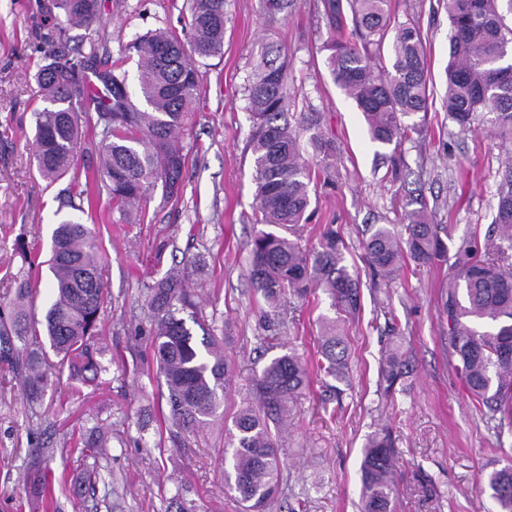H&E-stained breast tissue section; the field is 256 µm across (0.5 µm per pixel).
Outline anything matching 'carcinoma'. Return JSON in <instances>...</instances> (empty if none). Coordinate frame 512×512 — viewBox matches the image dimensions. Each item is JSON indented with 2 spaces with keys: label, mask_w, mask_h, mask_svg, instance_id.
<instances>
[{
  "label": "carcinoma",
  "mask_w": 512,
  "mask_h": 512,
  "mask_svg": "<svg viewBox=\"0 0 512 512\" xmlns=\"http://www.w3.org/2000/svg\"><path fill=\"white\" fill-rule=\"evenodd\" d=\"M448 2V117L466 131L476 113L490 122L509 154L496 191L493 232L496 257L472 241L455 253L443 311L448 318L455 371L486 422L498 437L512 436V273L501 262L512 259V27L505 23L501 0ZM295 0H264V10L285 14ZM360 47L330 34L323 44L333 81L356 103L370 139L400 144L420 132L417 114L428 109L429 75L420 27L413 21L395 28L389 62L383 47L390 29L388 0H347ZM87 30L99 22V0H55L43 5L52 22L44 37L46 63L36 79L48 106L37 113L33 159L40 176L54 182L74 166L82 140V116L96 112L101 128L97 152L99 181L112 203L123 209L161 186L167 199L182 196L186 155L178 134L198 98L200 79L193 57L207 58L224 47V0H192L188 39L157 30L135 39L139 88L148 109L131 99L126 78L113 71L100 77L107 95L89 89L87 73L97 71L96 55L75 60L65 51L67 29L58 26L52 9ZM330 29L344 25L341 0H325ZM254 130L255 200L262 225L291 233L311 204V185L329 173L335 142L326 137L317 112L290 111L285 63L266 53L256 64L248 87ZM398 234L378 227L365 243L370 265L386 278L404 256L418 263L443 261L448 247L423 210L405 214ZM344 241L327 227L318 246L307 249L286 235L256 231L251 243L249 277L257 291L277 306L290 293L303 297L313 288L329 294L337 317L322 325L317 368L326 376L346 377L348 350L338 332L341 318L360 310L358 278L344 264ZM49 268L53 301L45 314L46 340L24 308L34 283L31 275L17 281L15 298H0V363L25 374L29 400L40 397L48 372L67 365L70 379L100 382L108 371L93 338L106 301L96 233L80 220H63L52 233ZM151 347L164 379L162 393L168 421L177 438L198 428L223 406L231 365L222 355L223 340L203 327L198 305L182 274H167L150 287ZM202 328L196 338L187 321ZM58 358L53 362L49 355ZM408 373L403 354L388 353L380 372V388L390 395ZM308 380L307 363L294 353L273 358L254 375L256 405L233 417L224 448V483L248 512H267L281 488L282 460L278 442L288 403ZM398 451L390 432H374L363 448L360 464L361 512H393L394 473ZM500 512H512V465L494 470L488 480Z\"/></svg>",
  "instance_id": "carcinoma-1"
}]
</instances>
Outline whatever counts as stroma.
I'll return each mask as SVG.
<instances>
[{
  "label": "stroma",
  "instance_id": "35a3bbf8",
  "mask_svg": "<svg viewBox=\"0 0 512 512\" xmlns=\"http://www.w3.org/2000/svg\"><path fill=\"white\" fill-rule=\"evenodd\" d=\"M99 3L96 35L70 29L68 52L97 53L101 69L124 73L130 93H137L132 42L159 29L184 33L190 0ZM224 12L222 53L194 60L200 97L181 139L188 159L183 195L169 201L156 188L125 214L96 185L92 122L83 124L70 174L50 183L33 166L35 114L45 106L34 80L44 63L38 0H0V296H12L14 277L32 275L37 291L27 309L43 319L52 301L46 264L52 231L79 215L102 241L107 299L95 345L108 368L104 383L78 391L68 369L53 372L42 400L30 403L18 378L0 365V512H168L178 492L188 512H240L224 489L232 416L252 403L249 381L272 358L292 352L312 360L322 320L334 314L329 296L313 290L294 302L281 339L259 345L269 306L249 278L257 224L246 87L267 48L288 64L297 111L320 113L324 133L338 147L297 236L311 247L324 225H335L347 245L345 263L361 283V310L342 325L346 380L310 370L282 430L287 486L273 512H360L362 450L381 428L390 430L399 451L396 512H500L487 480L512 464V438L497 440L456 374L440 308L454 250L473 236L488 239L508 156L482 122L463 133L448 118L445 0H390L392 22L419 24L431 74L422 132L396 147L371 141L355 101L329 74L322 45L333 32L324 0H297L288 16L273 19L262 0H225ZM412 205L427 207L450 254L436 265L405 260L394 279L383 280L368 265L363 242L370 228L400 227ZM21 240L39 269L29 270L17 248ZM174 270L188 273L194 300L212 333L225 337L224 355L234 369L223 408L178 445L163 421L167 408L148 336V289ZM386 308L398 317L396 329L385 325ZM393 340L410 372L387 397L379 375ZM95 426L111 437L107 455L69 452L70 443ZM37 464L56 478L48 509L30 488Z\"/></svg>",
  "mask_w": 512,
  "mask_h": 512
}]
</instances>
